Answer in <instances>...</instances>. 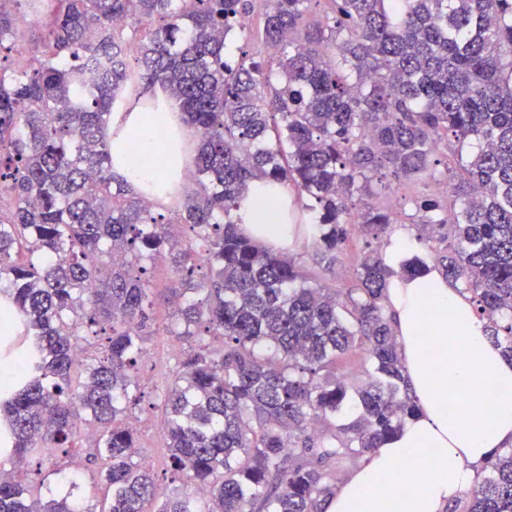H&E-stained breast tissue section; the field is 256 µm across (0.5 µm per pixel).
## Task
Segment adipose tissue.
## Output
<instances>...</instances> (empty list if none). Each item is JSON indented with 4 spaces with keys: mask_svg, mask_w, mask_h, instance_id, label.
Wrapping results in <instances>:
<instances>
[{
    "mask_svg": "<svg viewBox=\"0 0 512 512\" xmlns=\"http://www.w3.org/2000/svg\"><path fill=\"white\" fill-rule=\"evenodd\" d=\"M141 127L136 111L113 125V172L139 189L183 181L190 131L180 113H153L149 135L131 142L129 132ZM292 201L286 186L257 181L235 217L265 247L286 250L290 224L267 214ZM406 242V232L395 230L383 251L394 271L385 306L420 410L342 481L325 512H447L478 482L490 453L512 447V358L490 341L468 294L436 269L401 274L410 255Z\"/></svg>",
    "mask_w": 512,
    "mask_h": 512,
    "instance_id": "1",
    "label": "adipose tissue"
}]
</instances>
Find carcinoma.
<instances>
[{
    "label": "carcinoma",
    "mask_w": 512,
    "mask_h": 512,
    "mask_svg": "<svg viewBox=\"0 0 512 512\" xmlns=\"http://www.w3.org/2000/svg\"><path fill=\"white\" fill-rule=\"evenodd\" d=\"M269 0L263 64L247 40L251 0H0V51L20 26L45 35L23 70L0 66V294L21 323L4 354L20 360L0 398L6 421L0 512H322L340 472L396 433L410 395L384 299L390 269L375 248L335 288L304 256L334 264L350 238L379 237L392 215L371 189L436 179L415 198L435 268L469 294L490 340L512 355V0ZM136 63L88 77L117 54ZM179 105L196 133L197 188L179 206L112 172V116ZM254 180L291 185L302 214L296 252L267 249L235 220ZM366 197L354 227L348 202ZM174 278L171 322L145 263ZM185 336L161 401L169 496L135 460L120 422L150 336ZM80 347L83 357L73 356ZM98 502L70 486L46 500L27 466L78 447ZM448 512H512V447Z\"/></svg>",
    "instance_id": "cac0c4a2"
}]
</instances>
